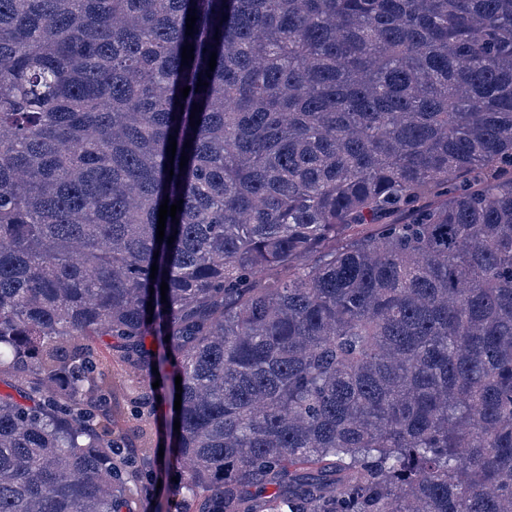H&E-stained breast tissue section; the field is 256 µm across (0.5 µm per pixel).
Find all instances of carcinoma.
Instances as JSON below:
<instances>
[{"label": "carcinoma", "mask_w": 512, "mask_h": 512, "mask_svg": "<svg viewBox=\"0 0 512 512\" xmlns=\"http://www.w3.org/2000/svg\"><path fill=\"white\" fill-rule=\"evenodd\" d=\"M114 342L175 512H512V0H0V512L143 509ZM169 416V407L164 404H159L155 408L154 414L150 416V419L129 426L126 430L127 446L132 448H121L122 453L134 452L139 460V457H142L140 449L143 448V453L148 458V462H150V465H147L146 468H152L154 452H156V455L159 457L160 444H163L164 448L168 447L165 434V421Z\"/></svg>", "instance_id": "cac0c4a2"}]
</instances>
